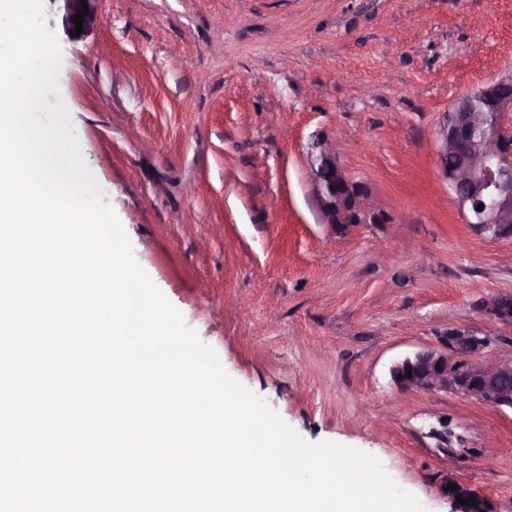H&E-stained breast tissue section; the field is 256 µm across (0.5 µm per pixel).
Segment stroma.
Returning <instances> with one entry per match:
<instances>
[{"mask_svg":"<svg viewBox=\"0 0 512 512\" xmlns=\"http://www.w3.org/2000/svg\"><path fill=\"white\" fill-rule=\"evenodd\" d=\"M61 44V97L135 256L226 371L310 442L377 456L427 512L448 483L512 512V412L394 385L448 328L497 329L512 239L477 236L439 174L461 96L512 74V0H102ZM402 224L324 223L321 141ZM447 431V442L438 434ZM483 315L490 320L512 328V294H499L480 302Z\"/></svg>","mask_w":512,"mask_h":512,"instance_id":"obj_1","label":"stroma"}]
</instances>
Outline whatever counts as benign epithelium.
<instances>
[{
  "mask_svg": "<svg viewBox=\"0 0 512 512\" xmlns=\"http://www.w3.org/2000/svg\"><path fill=\"white\" fill-rule=\"evenodd\" d=\"M100 0H63L64 23L76 32L98 19ZM88 9H83L82 4ZM482 106L464 95L451 108V119L436 132V156L442 178L458 188L455 195L473 231L490 240L512 239V74L483 87ZM310 156L314 190L325 223L338 235L361 224H395L396 218L375 208L368 185L348 176L336 161V147L324 141ZM482 210H477L478 204ZM483 315L512 327V294L480 302ZM503 340L490 332L448 330L444 349H423L396 362L391 378L402 389L463 394L492 408L512 410V355L495 362L483 359Z\"/></svg>",
  "mask_w": 512,
  "mask_h": 512,
  "instance_id": "obj_1",
  "label": "benign epithelium"
}]
</instances>
